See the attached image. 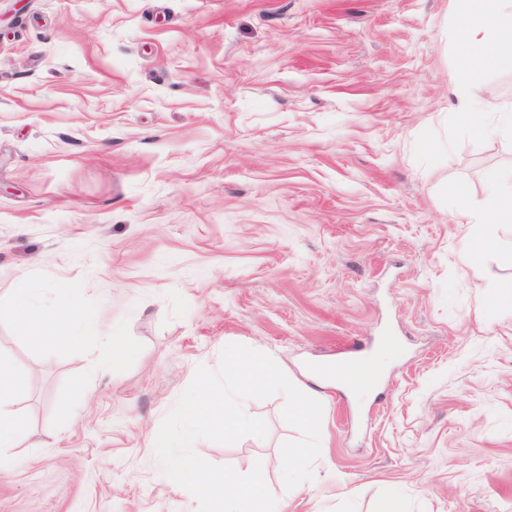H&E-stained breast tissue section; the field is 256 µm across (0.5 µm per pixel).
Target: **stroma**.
I'll return each mask as SVG.
<instances>
[{"label": "stroma", "instance_id": "1", "mask_svg": "<svg viewBox=\"0 0 512 512\" xmlns=\"http://www.w3.org/2000/svg\"><path fill=\"white\" fill-rule=\"evenodd\" d=\"M457 0H0V306L91 313L51 349L0 319L28 442L0 450V512H197L151 448L199 365L238 343L323 406L301 433L199 441L261 463L285 512H512V261L467 258L455 184L483 200L512 140L460 95L512 104V72L466 89ZM129 351L117 356L107 334ZM374 390L317 369L384 343Z\"/></svg>", "mask_w": 512, "mask_h": 512}]
</instances>
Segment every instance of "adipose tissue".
<instances>
[{"mask_svg":"<svg viewBox=\"0 0 512 512\" xmlns=\"http://www.w3.org/2000/svg\"><path fill=\"white\" fill-rule=\"evenodd\" d=\"M456 31L474 64L512 71V0H460ZM462 118L476 132L512 135V113L501 111L496 101L465 100ZM486 181L487 193L477 208L472 207L465 186L456 188L461 202L456 221L473 227L467 257L474 262L481 260L494 245L496 226L512 222V170L490 171ZM0 316L19 323L29 335L62 348L78 337L86 313L79 304L78 292L74 291L62 301L56 313H45L28 296L22 304L1 308ZM20 389L21 380L14 362L0 355L1 448L16 447L28 439L17 418L5 408Z\"/></svg>","mask_w":512,"mask_h":512,"instance_id":"adipose-tissue-1","label":"adipose tissue"}]
</instances>
